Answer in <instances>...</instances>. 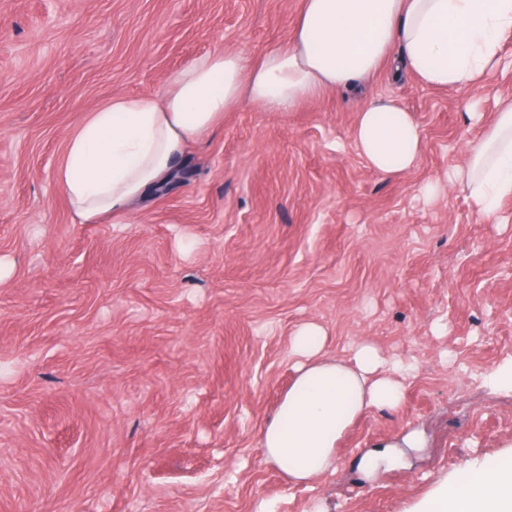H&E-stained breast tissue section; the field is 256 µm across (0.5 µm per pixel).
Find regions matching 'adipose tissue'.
Wrapping results in <instances>:
<instances>
[{
    "mask_svg": "<svg viewBox=\"0 0 512 512\" xmlns=\"http://www.w3.org/2000/svg\"><path fill=\"white\" fill-rule=\"evenodd\" d=\"M512 0H302L287 42L252 60L227 49L185 64L162 95L118 96L87 113L67 138L54 179L84 224L125 223L130 204L163 182L187 145L249 101L291 112L328 90H349L392 61L425 86L464 92L505 59ZM354 144L382 174L411 171L423 138L391 98L359 111ZM454 179L481 214L512 197V101H504ZM323 329L300 325L294 378L261 432L267 460L289 482L311 485L332 466L339 439L372 409L401 398L396 369L361 343L353 363L322 355ZM423 512H512V463L442 485Z\"/></svg>",
    "mask_w": 512,
    "mask_h": 512,
    "instance_id": "1",
    "label": "adipose tissue"
}]
</instances>
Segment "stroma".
I'll return each instance as SVG.
<instances>
[{"mask_svg":"<svg viewBox=\"0 0 512 512\" xmlns=\"http://www.w3.org/2000/svg\"><path fill=\"white\" fill-rule=\"evenodd\" d=\"M301 4L0 0V512H421L512 460V389L489 381L512 362V197L489 218L451 180L512 67L467 93L389 66L287 114L242 103L126 224L79 223L54 180L87 112L205 54L262 56ZM373 97L421 128L408 173H377L352 141ZM306 322L330 356L368 341L415 364L312 488L260 447ZM413 431L404 464L363 477L360 454Z\"/></svg>","mask_w":512,"mask_h":512,"instance_id":"1","label":"stroma"}]
</instances>
